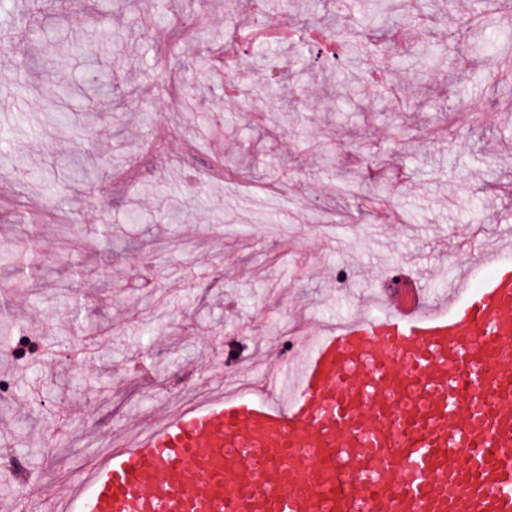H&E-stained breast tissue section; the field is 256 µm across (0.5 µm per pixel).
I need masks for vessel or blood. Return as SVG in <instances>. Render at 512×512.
<instances>
[{
    "instance_id": "1",
    "label": "vessel or blood",
    "mask_w": 512,
    "mask_h": 512,
    "mask_svg": "<svg viewBox=\"0 0 512 512\" xmlns=\"http://www.w3.org/2000/svg\"><path fill=\"white\" fill-rule=\"evenodd\" d=\"M511 242L303 337L263 394L159 417L54 512H512Z\"/></svg>"
}]
</instances>
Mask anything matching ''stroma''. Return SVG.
<instances>
[{
	"instance_id": "stroma-1",
	"label": "stroma",
	"mask_w": 512,
	"mask_h": 512,
	"mask_svg": "<svg viewBox=\"0 0 512 512\" xmlns=\"http://www.w3.org/2000/svg\"><path fill=\"white\" fill-rule=\"evenodd\" d=\"M41 2L66 42L0 52V442L13 463L0 500L31 479L63 489L158 406L262 378L269 350L359 313L384 282L442 290L454 259L512 225V77L490 63L512 52V24L488 28L478 53L461 29L496 0H445L428 20L393 0L385 24L410 37L377 53L385 83L363 72L353 91L351 63L324 81L308 29L330 11L363 27L366 0L268 10L301 46L268 50L282 76L263 92L243 53L231 103L223 73L191 87L168 51L234 44L248 0ZM90 35L111 57L75 49ZM104 67L118 90L57 127L55 83ZM88 152L128 160L126 176L78 189L64 164ZM133 207L141 223H127ZM10 327L32 338L25 354Z\"/></svg>"
}]
</instances>
